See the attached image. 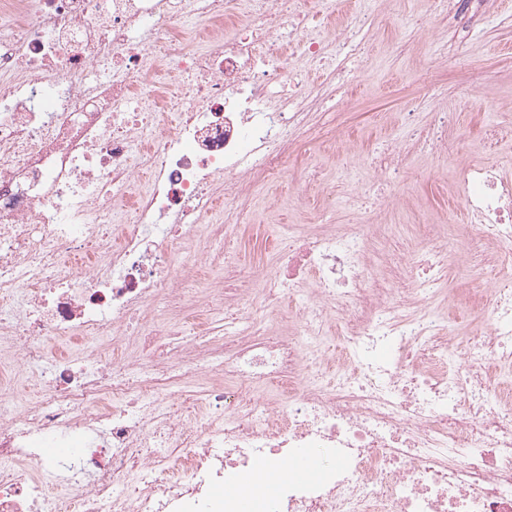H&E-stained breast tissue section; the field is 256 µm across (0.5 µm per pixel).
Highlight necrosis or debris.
Segmentation results:
<instances>
[{
	"mask_svg": "<svg viewBox=\"0 0 512 512\" xmlns=\"http://www.w3.org/2000/svg\"><path fill=\"white\" fill-rule=\"evenodd\" d=\"M336 0H0V512H238L243 472L285 476L260 512H512V180L462 169L476 235L501 251L497 297L466 326L441 305L455 257L428 237L391 280L367 259L376 213L311 232L215 298L223 330L186 309L181 240L223 239L248 192L280 181L317 122L287 48L323 58L311 18ZM448 115L409 121L375 174L460 154ZM232 208L218 211L220 197ZM291 301L297 339L255 308ZM177 303L169 321L152 305ZM132 325L127 336L116 328ZM465 335L466 363L449 337ZM76 341L39 395L17 363ZM72 449L74 460L54 456ZM84 486L51 502L47 480ZM134 477L138 490L117 485Z\"/></svg>",
	"mask_w": 512,
	"mask_h": 512,
	"instance_id": "obj_1",
	"label": "necrosis or debris"
}]
</instances>
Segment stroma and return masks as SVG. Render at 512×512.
Masks as SVG:
<instances>
[{
	"mask_svg": "<svg viewBox=\"0 0 512 512\" xmlns=\"http://www.w3.org/2000/svg\"><path fill=\"white\" fill-rule=\"evenodd\" d=\"M497 11L499 22L471 33L464 44V54L483 74V83L472 85L468 71L451 62L440 75L441 93L433 94L410 84L406 71L432 66L448 38L447 24L428 17L426 0H365V23L359 36L367 52L361 58L343 60L353 79L337 84L334 101L325 106L329 126L343 125L349 135L337 142L335 151L318 154L315 173H308L303 161L290 162L286 179L265 188L251 222L236 225L229 249L240 258L241 277L275 260L278 225L355 222L359 214L347 199L358 192L367 193L376 203L379 223L401 227L396 235L376 238L369 250L373 266L388 274L393 265L421 247L424 225L447 211L453 199L451 177L462 166L491 165L512 179V0H497ZM410 98L418 99L425 123L434 113L456 109L458 126L471 132L465 152L450 158L409 155L403 163L406 181L389 187L369 169L344 170V153L370 155L403 127V104ZM491 123L497 137L493 150L485 145V130ZM182 246L190 261V276L207 286L195 310L200 317L210 318V293L225 289L220 275L224 259L202 238L184 240ZM496 256L495 246L476 236L458 254V269L446 285V303L459 325L468 324L489 298L490 268Z\"/></svg>",
	"mask_w": 512,
	"mask_h": 512,
	"instance_id": "1",
	"label": "stroma"
}]
</instances>
